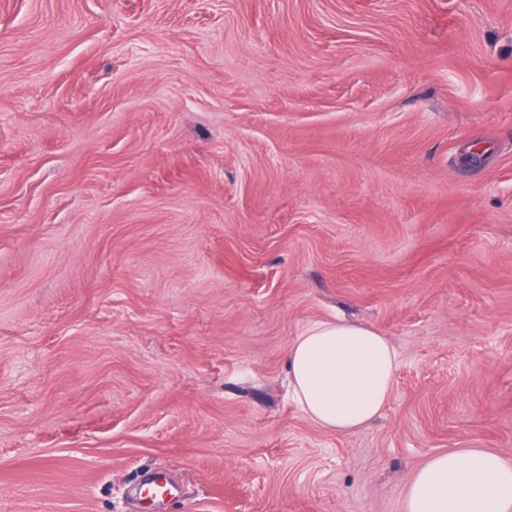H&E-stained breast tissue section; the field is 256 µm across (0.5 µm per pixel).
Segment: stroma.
Wrapping results in <instances>:
<instances>
[{
  "instance_id": "stroma-1",
  "label": "stroma",
  "mask_w": 512,
  "mask_h": 512,
  "mask_svg": "<svg viewBox=\"0 0 512 512\" xmlns=\"http://www.w3.org/2000/svg\"><path fill=\"white\" fill-rule=\"evenodd\" d=\"M336 317L398 353L349 435L288 386ZM463 448L512 461V0H0V512H402Z\"/></svg>"
}]
</instances>
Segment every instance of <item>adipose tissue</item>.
Segmentation results:
<instances>
[{"instance_id": "adipose-tissue-1", "label": "adipose tissue", "mask_w": 512, "mask_h": 512, "mask_svg": "<svg viewBox=\"0 0 512 512\" xmlns=\"http://www.w3.org/2000/svg\"><path fill=\"white\" fill-rule=\"evenodd\" d=\"M398 354L369 325L321 321L288 346L292 396L318 427L341 435L370 423L388 404ZM403 512H512V464L495 451L433 455L410 480Z\"/></svg>"}]
</instances>
